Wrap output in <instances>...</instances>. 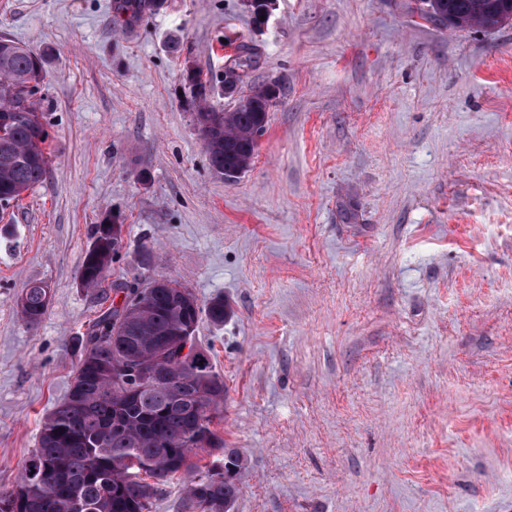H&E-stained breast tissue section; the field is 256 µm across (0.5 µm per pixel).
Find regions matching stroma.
<instances>
[{
    "instance_id": "35a3bbf8",
    "label": "stroma",
    "mask_w": 512,
    "mask_h": 512,
    "mask_svg": "<svg viewBox=\"0 0 512 512\" xmlns=\"http://www.w3.org/2000/svg\"><path fill=\"white\" fill-rule=\"evenodd\" d=\"M0 0L38 53L46 181L0 205V491L75 376V340L121 284L165 279L224 325L196 342L226 385L232 512H512V23L454 30L410 0ZM278 82L247 172L209 165L187 70L232 109ZM122 248L78 271L97 224ZM51 290L26 325L27 284ZM247 1V4H249L248 9L246 7V4L242 1L243 6L245 7V9H247V12L250 14L253 27L258 31H261L268 22L270 16L272 15L277 0ZM261 15H264V20H260ZM254 62L252 48L248 45H241L232 64L224 69V91L226 92L225 86L227 85L231 91L228 94L238 93L239 84L242 82V72L246 76ZM113 218L112 231L108 228L104 232L101 229L102 224H97L96 226L94 240L85 255L78 274V282L83 288L94 289L100 285L105 273L110 268L113 259L121 248L123 237L114 235L119 229V224L122 225V222L115 224L113 223Z\"/></svg>"
}]
</instances>
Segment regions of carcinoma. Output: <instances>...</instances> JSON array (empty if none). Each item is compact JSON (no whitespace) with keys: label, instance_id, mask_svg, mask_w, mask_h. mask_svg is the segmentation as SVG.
<instances>
[{"label":"carcinoma","instance_id":"obj_1","mask_svg":"<svg viewBox=\"0 0 512 512\" xmlns=\"http://www.w3.org/2000/svg\"><path fill=\"white\" fill-rule=\"evenodd\" d=\"M414 2L421 15L440 23L450 18L455 29H494L512 21V0ZM159 5L117 0L116 11L134 19ZM253 64L252 48L240 46L224 69L231 92ZM42 80L41 56L0 39V203L19 199L47 179L50 135L36 99ZM187 83L211 168L238 177L250 167L276 103L268 85L255 87L248 105L224 112L207 105V86L198 76ZM122 240L96 226L78 274L81 287L100 285ZM122 288L123 307L100 316L77 340L78 390L44 417L37 448L16 484L0 491V505L16 498L18 512H149L152 499L183 472L184 512H231L240 492L236 476L222 470L195 476L192 461L198 448H222L235 471L241 469L239 454L211 429L224 403V379L206 354L200 367L175 361L188 329H197L203 316L224 324L230 307L222 297L202 305L172 288ZM50 299L45 283H30L19 300L23 321L38 325ZM134 360L167 370L165 378L128 386L120 366Z\"/></svg>","mask_w":512,"mask_h":512}]
</instances>
